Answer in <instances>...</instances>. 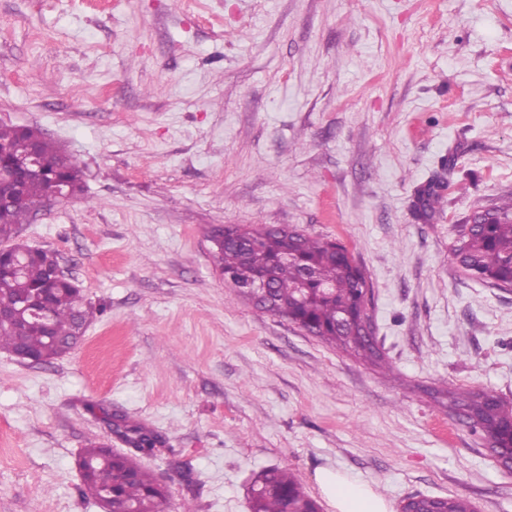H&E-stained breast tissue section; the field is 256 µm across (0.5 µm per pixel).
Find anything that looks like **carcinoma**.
I'll use <instances>...</instances> for the list:
<instances>
[{"label":"carcinoma","mask_w":512,"mask_h":512,"mask_svg":"<svg viewBox=\"0 0 512 512\" xmlns=\"http://www.w3.org/2000/svg\"><path fill=\"white\" fill-rule=\"evenodd\" d=\"M37 149L42 173L37 178L21 176L17 199L0 206V309L13 311L45 291L52 304L51 329L36 317L27 316V329L20 335L0 329V350H20L42 364H50L75 347L96 310L86 302L79 285L70 277L53 276L56 253L42 248L12 244L18 228L33 210L56 190L71 198L84 192L83 171L77 159L44 137L34 126L0 123V166L6 168L28 160ZM448 183L439 179L419 188L413 207L417 217L429 221L441 213ZM452 255L470 277L503 289L512 286V200L474 212L466 223L452 226ZM211 256L224 274V284L238 291L258 281L267 284L268 299L261 309L288 318L312 336L350 352L360 359L389 370L375 336L360 332L370 317L371 299L362 267L339 242L315 239L302 232L288 235L282 227H248L240 234L210 231ZM448 411L459 417L479 438L492 437L509 451L505 432L512 428V407L494 391L459 392L449 388ZM117 434L141 452L164 444L158 432L115 414ZM79 468L83 493L96 502L112 496V507L131 512H161L168 498L165 487L129 455L108 453L103 445L82 450ZM251 512H320L317 501L287 470L271 467L258 472L250 486Z\"/></svg>","instance_id":"carcinoma-1"}]
</instances>
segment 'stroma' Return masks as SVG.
I'll use <instances>...</instances> for the list:
<instances>
[{
  "label": "stroma",
  "mask_w": 512,
  "mask_h": 512,
  "mask_svg": "<svg viewBox=\"0 0 512 512\" xmlns=\"http://www.w3.org/2000/svg\"><path fill=\"white\" fill-rule=\"evenodd\" d=\"M1 122L83 167L19 239L99 313L53 363L0 350V512H102L76 460L126 451L115 411L165 436L138 460L167 512H249L270 466L322 512L323 469L395 506L512 512V474L430 396L512 404V293L451 253L452 225L512 195V0H0ZM243 224L344 244L393 371L226 288L209 232ZM448 189V182L441 179L431 181L420 187L416 192V200L413 207L417 217L429 221L442 211L441 206L445 201V191Z\"/></svg>",
  "instance_id": "1"
}]
</instances>
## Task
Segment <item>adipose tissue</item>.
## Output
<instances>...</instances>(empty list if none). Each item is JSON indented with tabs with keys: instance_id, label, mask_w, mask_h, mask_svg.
Instances as JSON below:
<instances>
[{
	"instance_id": "1",
	"label": "adipose tissue",
	"mask_w": 512,
	"mask_h": 512,
	"mask_svg": "<svg viewBox=\"0 0 512 512\" xmlns=\"http://www.w3.org/2000/svg\"><path fill=\"white\" fill-rule=\"evenodd\" d=\"M316 481L335 512H393L390 503L370 486L341 471L322 470Z\"/></svg>"
}]
</instances>
